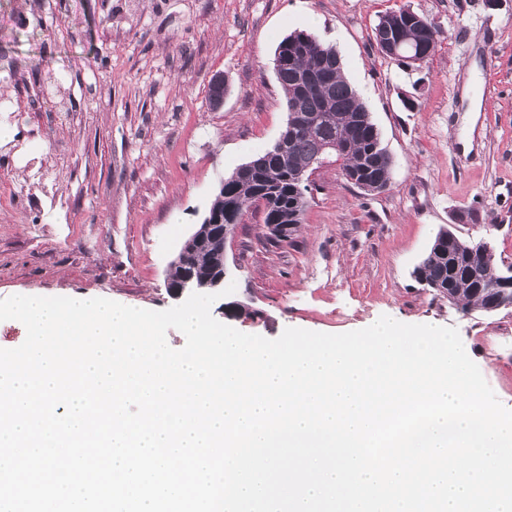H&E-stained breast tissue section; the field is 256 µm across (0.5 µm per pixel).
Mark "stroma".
Instances as JSON below:
<instances>
[{
  "instance_id": "stroma-1",
  "label": "stroma",
  "mask_w": 512,
  "mask_h": 512,
  "mask_svg": "<svg viewBox=\"0 0 512 512\" xmlns=\"http://www.w3.org/2000/svg\"><path fill=\"white\" fill-rule=\"evenodd\" d=\"M403 8L442 30L416 70L371 44L379 17ZM298 31L340 55L391 186L364 192L324 162L285 243L247 205L225 279L262 318L238 330L339 334L383 315L453 326L512 409V310H462L413 276L449 225L512 263V0H0V299L174 306L169 267L221 182L286 128L273 59Z\"/></svg>"
}]
</instances>
